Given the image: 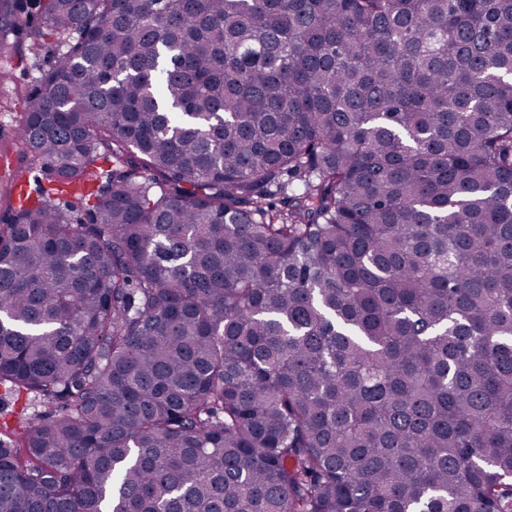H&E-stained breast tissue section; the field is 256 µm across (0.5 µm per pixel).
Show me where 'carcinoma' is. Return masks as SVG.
I'll return each mask as SVG.
<instances>
[{
    "label": "carcinoma",
    "mask_w": 512,
    "mask_h": 512,
    "mask_svg": "<svg viewBox=\"0 0 512 512\" xmlns=\"http://www.w3.org/2000/svg\"><path fill=\"white\" fill-rule=\"evenodd\" d=\"M34 24L0 512H512V0Z\"/></svg>",
    "instance_id": "cac0c4a2"
}]
</instances>
